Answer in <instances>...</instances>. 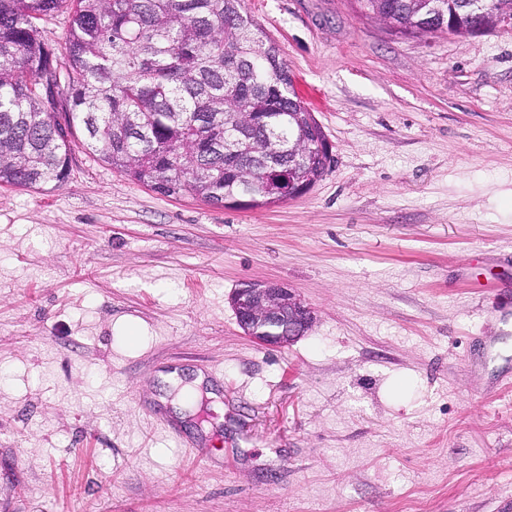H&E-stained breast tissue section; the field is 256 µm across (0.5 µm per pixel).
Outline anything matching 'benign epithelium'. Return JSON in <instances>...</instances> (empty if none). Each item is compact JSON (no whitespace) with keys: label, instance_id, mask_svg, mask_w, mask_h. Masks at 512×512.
<instances>
[{"label":"benign epithelium","instance_id":"7a95c632","mask_svg":"<svg viewBox=\"0 0 512 512\" xmlns=\"http://www.w3.org/2000/svg\"><path fill=\"white\" fill-rule=\"evenodd\" d=\"M244 333L272 347H283L305 336L314 313L287 286L252 283L235 289L231 298Z\"/></svg>","mask_w":512,"mask_h":512}]
</instances>
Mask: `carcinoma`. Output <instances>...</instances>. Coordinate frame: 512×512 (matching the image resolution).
Here are the masks:
<instances>
[{
  "label": "carcinoma",
  "instance_id": "cac0c4a2",
  "mask_svg": "<svg viewBox=\"0 0 512 512\" xmlns=\"http://www.w3.org/2000/svg\"><path fill=\"white\" fill-rule=\"evenodd\" d=\"M362 14L412 25L427 0H357ZM484 13L444 0L415 33L466 36L496 28L512 0ZM65 11L57 47L41 22ZM250 113L247 139L224 153L235 115ZM165 196L222 207L261 188L256 207L298 193L288 169L316 184L325 151L288 157L297 138L322 142L279 46L242 0H0V185L41 189L68 177L73 143Z\"/></svg>",
  "mask_w": 512,
  "mask_h": 512
}]
</instances>
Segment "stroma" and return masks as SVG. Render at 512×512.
<instances>
[{
	"label": "stroma",
	"mask_w": 512,
	"mask_h": 512,
	"mask_svg": "<svg viewBox=\"0 0 512 512\" xmlns=\"http://www.w3.org/2000/svg\"><path fill=\"white\" fill-rule=\"evenodd\" d=\"M243 7L334 162L264 208L161 195L82 147L59 188L0 186V512H512V388L482 390L497 321L473 288L512 278V27ZM244 281L287 285L312 329L246 335ZM174 370L216 398L177 415Z\"/></svg>",
	"instance_id": "35a3bbf8"
}]
</instances>
